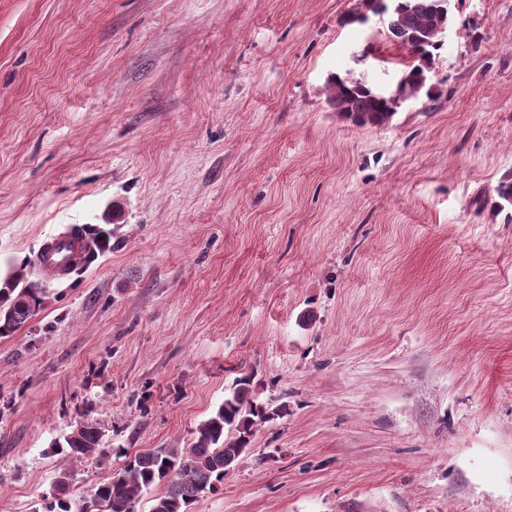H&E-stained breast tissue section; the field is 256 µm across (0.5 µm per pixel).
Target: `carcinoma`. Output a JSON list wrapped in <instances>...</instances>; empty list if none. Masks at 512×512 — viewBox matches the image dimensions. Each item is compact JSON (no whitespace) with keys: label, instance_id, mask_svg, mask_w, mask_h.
<instances>
[{"label":"carcinoma","instance_id":"1","mask_svg":"<svg viewBox=\"0 0 512 512\" xmlns=\"http://www.w3.org/2000/svg\"><path fill=\"white\" fill-rule=\"evenodd\" d=\"M451 0H391L385 20L388 36L406 49L410 62L402 69L401 95L415 99L427 89L428 76L442 48L440 29L452 23ZM336 109L357 126L382 125L396 113L365 80L334 77L329 84ZM44 303V289L17 271L8 287L0 289V338L9 337L29 322ZM277 412L257 401L253 376L236 379L224 402L200 422L186 448H154L129 454L113 448L127 460L111 479L94 489L81 512H136L142 498L157 485L162 493L152 499L150 512H189L201 495L215 492L224 475L246 456L253 429L270 421ZM104 434L92 423L79 422L56 442L62 460L86 457L98 460ZM73 472L62 463L49 493L34 512H72Z\"/></svg>","mask_w":512,"mask_h":512}]
</instances>
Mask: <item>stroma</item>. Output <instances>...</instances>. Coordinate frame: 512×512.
<instances>
[{"instance_id": "stroma-1", "label": "stroma", "mask_w": 512, "mask_h": 512, "mask_svg": "<svg viewBox=\"0 0 512 512\" xmlns=\"http://www.w3.org/2000/svg\"><path fill=\"white\" fill-rule=\"evenodd\" d=\"M351 0H0V512L76 422L184 448L234 381L282 408L189 512H512V0H453L432 96L352 125L406 51ZM92 257L42 279L43 240ZM329 92L336 109L356 126L385 124L397 112L366 80L336 76ZM43 295L44 289L37 282L17 271L8 288L0 289V338L11 336L35 316L44 303Z\"/></svg>"}]
</instances>
